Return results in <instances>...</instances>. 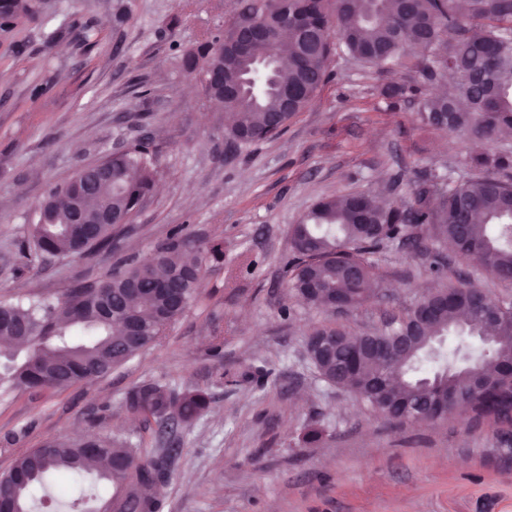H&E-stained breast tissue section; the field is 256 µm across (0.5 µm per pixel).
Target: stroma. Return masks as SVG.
I'll return each mask as SVG.
<instances>
[{
  "label": "stroma",
  "instance_id": "35a3bbf8",
  "mask_svg": "<svg viewBox=\"0 0 512 512\" xmlns=\"http://www.w3.org/2000/svg\"><path fill=\"white\" fill-rule=\"evenodd\" d=\"M242 2L47 0L36 20L0 30V301L108 273L103 254L39 263L23 246L48 186L118 146L144 142L157 159L118 255L147 258L177 228L224 244L198 302L159 344L102 378L0 397V473L46 439L99 433L167 449L160 512H512V443L493 423L389 424L306 357L309 329L378 328L441 287L431 256L382 249L379 295L344 313L287 288L288 229L318 198L391 185L406 201L424 173L464 174L467 142L382 95L418 79L421 52L388 74L335 54L282 134L237 148L181 55L230 27ZM157 379L206 389L209 408L171 431L129 414L126 394ZM310 426L322 431L313 445Z\"/></svg>",
  "mask_w": 512,
  "mask_h": 512
}]
</instances>
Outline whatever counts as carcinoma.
Listing matches in <instances>:
<instances>
[{
    "label": "carcinoma",
    "instance_id": "cac0c4a2",
    "mask_svg": "<svg viewBox=\"0 0 512 512\" xmlns=\"http://www.w3.org/2000/svg\"><path fill=\"white\" fill-rule=\"evenodd\" d=\"M40 9V0H0V30L20 18L35 19ZM259 13L269 26L288 32L290 67L282 65L278 41L256 42L245 57L226 47L221 56L214 37L207 35L182 57L190 76L222 65L224 75L238 79L257 62L272 60L263 91L252 93L244 86L239 98L220 104L235 117L224 136L239 146L285 130L324 84L336 50L385 72L415 43L428 51L421 61L422 80L389 84L384 96L413 102L427 125H435L433 113H448L446 129L474 143L512 129V0H262ZM444 71L461 73L447 95L432 88ZM299 87L305 88L304 97L279 126L271 127V117L282 109L283 93ZM107 160L110 180L82 166L47 189L36 205L38 220L28 230L31 259L77 260L114 252L119 224L129 222L152 189L156 155L149 145L137 143ZM464 165L481 176L462 181L437 176L404 203H383L371 192L341 201L319 199L300 223L290 226L294 258L287 288L313 306L326 307L341 296L355 308L374 296L377 274L368 255L396 241L415 255H432L431 269L440 276L450 269V259H470L493 279L512 281V151L473 150ZM78 205L89 222L108 211L116 223L100 225L96 240L86 241L80 225L70 223ZM222 257L218 242L174 235L149 264L119 257L92 285L53 298L30 294L15 302L1 301L0 313L17 329L0 328V336L15 340L17 359L10 371L0 373V387L60 389L105 376L161 341L166 328L197 301L207 265ZM445 291L454 302L438 308L423 325L415 326L406 311L390 318L385 330L367 335L388 346L418 330L397 360L401 372L389 376L386 363L377 359L361 362L358 372L366 380L383 379L400 402L414 403L429 396L419 385L418 372L422 363L433 362V380L448 381V414L489 420L500 436L511 438L512 373L503 363L512 360V297L489 298L505 310L485 319L475 313L477 294L464 282L451 281ZM127 320L138 328L134 340L126 337L125 329L115 330ZM462 325L470 336L492 326L498 341L477 351L458 347L450 355L433 349L434 338L454 336ZM311 335L340 337L344 355L359 340L337 327L315 328ZM474 369L484 375L493 372L487 391L472 392ZM209 404L203 389L178 393L158 380L135 387L125 397L129 413L152 418L161 427L171 421L188 423ZM86 445L98 449L96 456L106 466L97 471L95 485L68 502V512H87V497L109 504V512H159L157 491L166 477L165 460L143 457L132 443L103 434L78 441L49 438L18 457L0 474V500L15 512H33L37 492L48 488L51 474L86 470Z\"/></svg>",
    "mask_w": 512,
    "mask_h": 512
}]
</instances>
